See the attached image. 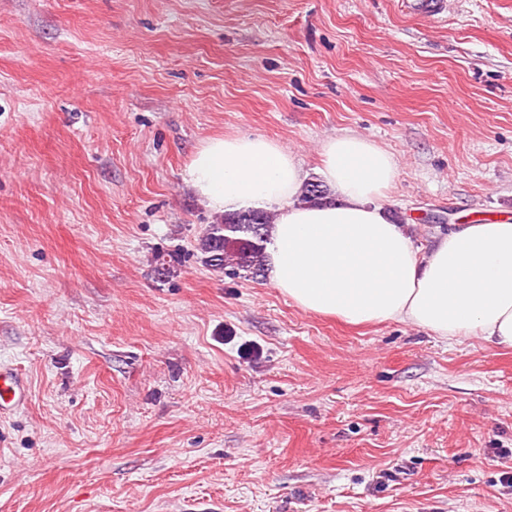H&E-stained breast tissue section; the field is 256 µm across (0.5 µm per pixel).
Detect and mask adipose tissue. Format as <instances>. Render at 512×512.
Segmentation results:
<instances>
[{
	"instance_id": "adipose-tissue-1",
	"label": "adipose tissue",
	"mask_w": 512,
	"mask_h": 512,
	"mask_svg": "<svg viewBox=\"0 0 512 512\" xmlns=\"http://www.w3.org/2000/svg\"><path fill=\"white\" fill-rule=\"evenodd\" d=\"M317 174L336 202L301 203L307 174L279 141L226 135L195 148L185 180L215 214L274 213L268 277L303 311L512 347V218L463 225L423 254L383 207L399 179L391 153L334 135L321 145Z\"/></svg>"
}]
</instances>
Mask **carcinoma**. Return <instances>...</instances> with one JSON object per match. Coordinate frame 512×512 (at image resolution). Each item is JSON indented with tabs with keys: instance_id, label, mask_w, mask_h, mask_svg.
Instances as JSON below:
<instances>
[{
	"instance_id": "obj_1",
	"label": "carcinoma",
	"mask_w": 512,
	"mask_h": 512,
	"mask_svg": "<svg viewBox=\"0 0 512 512\" xmlns=\"http://www.w3.org/2000/svg\"><path fill=\"white\" fill-rule=\"evenodd\" d=\"M270 216L248 210L224 215L197 240L202 263L230 278L265 275V243Z\"/></svg>"
}]
</instances>
